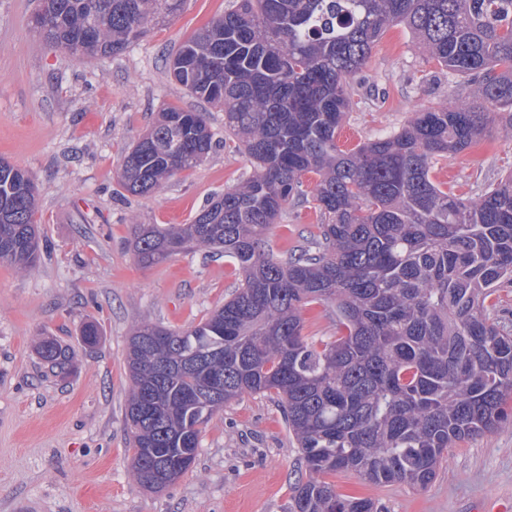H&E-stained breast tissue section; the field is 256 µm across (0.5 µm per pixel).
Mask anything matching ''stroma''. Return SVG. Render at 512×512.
Returning <instances> with one entry per match:
<instances>
[{
	"label": "stroma",
	"mask_w": 512,
	"mask_h": 512,
	"mask_svg": "<svg viewBox=\"0 0 512 512\" xmlns=\"http://www.w3.org/2000/svg\"><path fill=\"white\" fill-rule=\"evenodd\" d=\"M234 0H186L183 10L122 54L80 59L32 30L37 0H0V158L39 188L36 267L0 265V512H289L305 473L275 394L226 405L202 432L193 466L164 492L142 489L124 426L126 339L141 323L184 329L221 306L239 280L228 258L204 251L152 266L129 241L137 224H187L252 171L224 137V112L189 95L168 73L169 56ZM342 147L398 130L413 112L468 98L466 79L424 58L402 27L389 28L356 75ZM205 113L216 146L156 193L134 196L118 177L125 150L166 106ZM512 172V131L493 127L471 148L441 159L434 178L475 196ZM317 212L289 204L270 239L288 253L311 242ZM100 339L85 348L84 322ZM76 354L55 377L37 358L38 337ZM339 494L369 498L381 512H491L512 498V428L452 450L422 491L376 487L353 475Z\"/></svg>",
	"instance_id": "obj_1"
}]
</instances>
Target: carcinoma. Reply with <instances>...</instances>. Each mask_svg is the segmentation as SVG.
<instances>
[{
  "instance_id": "cac0c4a2",
  "label": "carcinoma",
  "mask_w": 512,
  "mask_h": 512,
  "mask_svg": "<svg viewBox=\"0 0 512 512\" xmlns=\"http://www.w3.org/2000/svg\"><path fill=\"white\" fill-rule=\"evenodd\" d=\"M184 4L44 0L33 26L73 55H117ZM393 25L475 83L472 97L343 150L352 79ZM168 69L190 95L224 108V135L253 173L189 224L134 225L143 265L203 248L241 272L198 324L144 323L128 337L125 426L138 484L153 490L155 448L196 459L205 426L246 394L275 393L300 448L307 478L290 512H374L371 499L345 498L324 477L423 490L452 449L512 425V322L497 310L512 287V174L475 198L431 176L490 125L512 130V0H237ZM213 138L204 113L162 109L122 157L123 188L156 192L206 160ZM37 197L28 172L0 159V263H37ZM308 199L321 218L313 245L274 254L273 224ZM319 302L335 308L332 338L303 334L302 311ZM35 349L53 368L71 365L53 337Z\"/></svg>"
}]
</instances>
